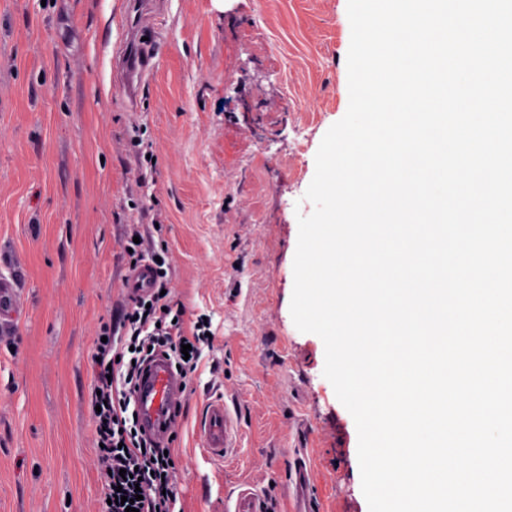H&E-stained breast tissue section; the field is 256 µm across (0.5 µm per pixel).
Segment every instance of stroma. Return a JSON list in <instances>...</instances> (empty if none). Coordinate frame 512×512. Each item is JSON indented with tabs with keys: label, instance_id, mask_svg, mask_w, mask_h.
<instances>
[{
	"label": "stroma",
	"instance_id": "35a3bbf8",
	"mask_svg": "<svg viewBox=\"0 0 512 512\" xmlns=\"http://www.w3.org/2000/svg\"><path fill=\"white\" fill-rule=\"evenodd\" d=\"M156 66L128 105L112 55L126 0H0V512H97L94 344L127 305L132 228L167 248L184 328L211 322L171 445L179 512H229L251 484L286 512H368L358 433L290 312L298 215L349 105L347 0H146ZM236 425L228 460L194 428ZM235 425L222 400H208L199 425L200 438L215 456L226 458L229 448H234ZM296 481L294 484L293 499L295 507L292 512H313L312 499L310 490L313 483V477L310 473L306 472L302 467L296 474Z\"/></svg>",
	"mask_w": 512,
	"mask_h": 512
}]
</instances>
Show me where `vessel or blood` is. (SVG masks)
Returning a JSON list of instances; mask_svg holds the SVG:
<instances>
[{
  "label": "vessel or blood",
  "instance_id": "vessel-or-blood-1",
  "mask_svg": "<svg viewBox=\"0 0 512 512\" xmlns=\"http://www.w3.org/2000/svg\"><path fill=\"white\" fill-rule=\"evenodd\" d=\"M153 59L152 49L136 53L126 51L122 58L127 78L132 82H143L150 73ZM183 399V388L169 361L156 359L142 377L135 395L140 424L159 440H167L169 426L175 407ZM235 425L220 400H210L199 425V434L206 448L216 456L227 455L234 445ZM313 477L306 471H298L294 484L292 512H312L310 490Z\"/></svg>",
  "mask_w": 512,
  "mask_h": 512
}]
</instances>
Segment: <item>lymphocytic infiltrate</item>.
Masks as SVG:
<instances>
[{"mask_svg": "<svg viewBox=\"0 0 512 512\" xmlns=\"http://www.w3.org/2000/svg\"><path fill=\"white\" fill-rule=\"evenodd\" d=\"M149 288L131 293L119 321L100 327L92 363L94 395L91 405L99 477L106 498L98 512H125L116 495L133 499L137 512H175L177 485L175 462L143 432L133 393L146 362L154 350L169 348L177 371L185 377L195 373L207 329L195 325L184 332L183 309L168 295L167 270L161 263L151 266ZM189 353H182V346Z\"/></svg>", "mask_w": 512, "mask_h": 512, "instance_id": "1", "label": "lymphocytic infiltrate"}]
</instances>
